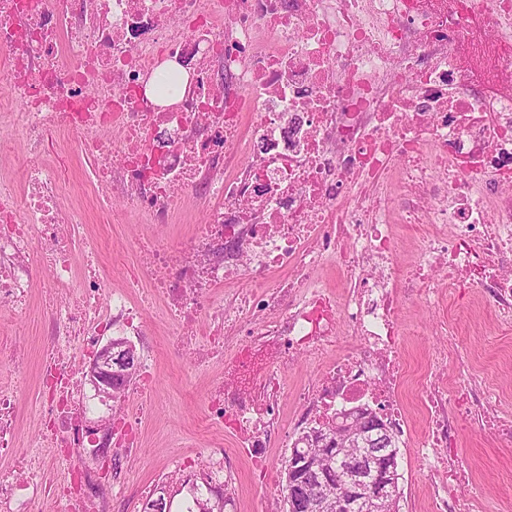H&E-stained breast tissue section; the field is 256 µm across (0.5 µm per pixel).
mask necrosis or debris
<instances>
[{"mask_svg": "<svg viewBox=\"0 0 512 512\" xmlns=\"http://www.w3.org/2000/svg\"><path fill=\"white\" fill-rule=\"evenodd\" d=\"M166 61L188 71L182 97L160 105L141 86ZM0 112L22 107V130L76 135L91 168L85 190L101 217L134 216L157 230L134 244L125 288L107 291L97 241L66 211L51 165L27 157L23 191L0 185V311L26 309L43 279L56 297L38 392L39 453L18 455V380L29 354L0 324V512H111L140 500L103 483L70 450L137 458V411L99 417L85 401L73 348L93 355L113 329L141 335L137 289L180 326L172 346L196 363L233 353L210 387L204 421L231 429L265 487L277 485L266 449L291 429L324 426L339 410L374 406L396 437L407 432L403 309L439 312L444 289L485 292L512 330V0H0ZM207 212L168 234L183 194ZM401 224L426 230L400 264ZM88 259L77 271L74 252ZM336 270L340 292L323 283ZM225 288L223 300L213 289ZM207 319L205 348L193 334ZM437 335H452L447 317ZM356 338L338 354L343 332ZM314 379L287 391L299 361ZM453 372V385L443 376ZM294 421L280 412L285 396ZM418 403L416 454L431 484L429 512H482L464 499L471 476L456 438L473 425L512 446V416L469 365L434 349ZM203 478L186 501L220 493L234 506V453L208 441L194 452ZM68 467L62 487L39 477Z\"/></svg>", "mask_w": 512, "mask_h": 512, "instance_id": "necrosis-or-debris-1", "label": "necrosis or debris"}]
</instances>
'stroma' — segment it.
Instances as JSON below:
<instances>
[{"mask_svg": "<svg viewBox=\"0 0 512 512\" xmlns=\"http://www.w3.org/2000/svg\"><path fill=\"white\" fill-rule=\"evenodd\" d=\"M76 136L62 137L48 131L40 147L41 156L51 164L66 188L65 207L83 208L87 228L97 238L101 274L111 285H120L121 264L129 260V246L136 238L150 234L151 225L134 220L112 224L101 220L92 200L80 191L82 165L76 153ZM448 317L457 324L458 333L448 339V359H464L484 374L497 388L502 407L512 412V331L499 328L484 305L479 290L445 303ZM434 312L410 307L402 320L408 333V382L404 395L411 400V430L400 444L398 458L402 497L401 512H427L428 483L420 462L414 454L424 423L416 407L417 383L424 374L429 356L440 338L432 331ZM174 328L163 321L151 320L145 335L134 337L139 357L149 358L153 368L151 413L143 416L141 432L143 448L139 459L125 462L121 471L129 487L151 484L157 470L171 455L193 452L207 435L203 425L204 403L211 380L222 372L219 364L205 369L195 368L190 361L175 355L167 345ZM37 368L21 371L20 435L18 450H33L43 417V406L34 385ZM464 464L473 473L471 490L483 498L485 512H512V447L502 446L490 433L473 427L459 437ZM237 512H267L272 503H281L280 489H262L248 462H241L238 474Z\"/></svg>", "mask_w": 512, "mask_h": 512, "instance_id": "obj_1", "label": "stroma"}]
</instances>
